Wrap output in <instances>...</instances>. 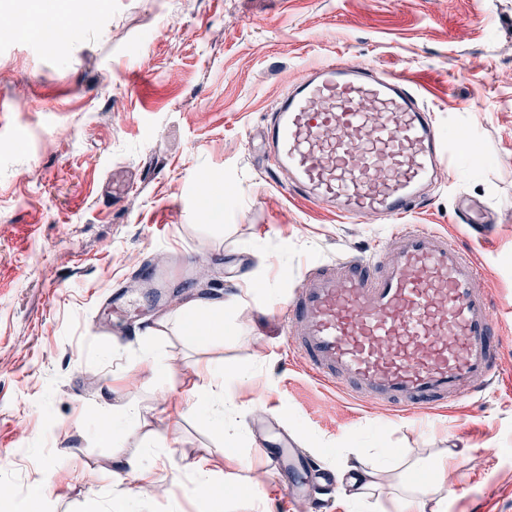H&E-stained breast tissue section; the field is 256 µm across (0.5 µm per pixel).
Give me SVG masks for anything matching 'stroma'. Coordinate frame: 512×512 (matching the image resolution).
I'll return each instance as SVG.
<instances>
[{
    "mask_svg": "<svg viewBox=\"0 0 512 512\" xmlns=\"http://www.w3.org/2000/svg\"><path fill=\"white\" fill-rule=\"evenodd\" d=\"M79 11L75 37L51 50L11 28L13 2L0 0V484L14 488L0 512H397L402 468L384 448L448 455L446 497L419 499L418 512H512V0H82ZM336 57L408 76L443 133L474 147L407 221L466 246L502 350L486 391L425 416L319 384L286 345L304 272L367 256L389 230L290 197L287 173H265L259 132L275 104L306 65ZM463 199L489 207L486 235L458 220ZM186 262L209 266L214 284H183ZM147 265L169 273L180 303L238 298L224 337L181 335L173 309L137 285ZM112 291L139 315L100 320ZM146 342L160 374L133 367ZM207 366L225 373L220 435L209 407L186 409ZM131 395L140 420L112 443V409ZM257 417L319 467L376 473L384 493L289 497L259 453L270 430ZM198 462L223 501L201 504Z\"/></svg>",
    "mask_w": 512,
    "mask_h": 512,
    "instance_id": "stroma-1",
    "label": "stroma"
}]
</instances>
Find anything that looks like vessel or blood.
I'll return each instance as SVG.
<instances>
[{"instance_id":"b4317fda","label":"vessel or blood","mask_w":512,"mask_h":512,"mask_svg":"<svg viewBox=\"0 0 512 512\" xmlns=\"http://www.w3.org/2000/svg\"><path fill=\"white\" fill-rule=\"evenodd\" d=\"M290 195L393 227L364 258L310 270L288 303L287 344L316 380L416 411L490 382L501 345L469 254L406 224L456 144L402 76L332 60L305 67L263 132Z\"/></svg>"}]
</instances>
